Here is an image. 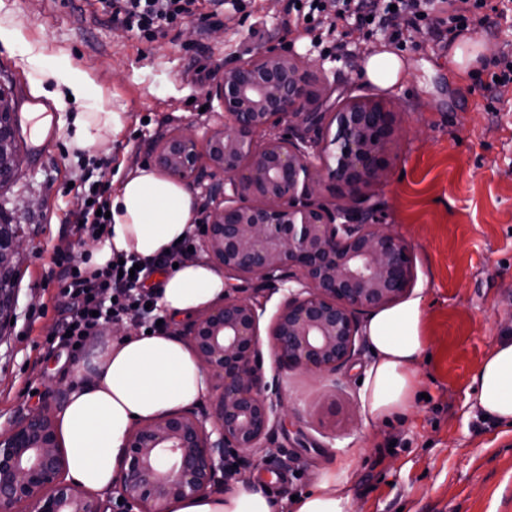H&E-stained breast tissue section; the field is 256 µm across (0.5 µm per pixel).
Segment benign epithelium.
<instances>
[{
	"label": "benign epithelium",
	"mask_w": 512,
	"mask_h": 512,
	"mask_svg": "<svg viewBox=\"0 0 512 512\" xmlns=\"http://www.w3.org/2000/svg\"><path fill=\"white\" fill-rule=\"evenodd\" d=\"M224 124L198 135L180 130L152 141L146 161L215 200L198 226L202 246L224 271L284 283L270 331L277 365L320 377L336 374L362 335L360 316L391 306L411 290L407 247L356 215L382 182L398 123L392 102L359 95L336 107L321 164L310 160L327 88L316 64L298 53L261 48L224 67L207 91ZM284 127L257 144L259 134ZM23 240L0 243V265ZM211 371L210 407L184 408L135 424L113 489L125 512H168L206 495L246 454L263 447L277 419L262 371L259 314L249 300L224 301L184 330ZM67 452L52 404L0 430V512H106L101 500L67 478Z\"/></svg>",
	"instance_id": "obj_1"
}]
</instances>
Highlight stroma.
<instances>
[{
  "mask_svg": "<svg viewBox=\"0 0 512 512\" xmlns=\"http://www.w3.org/2000/svg\"><path fill=\"white\" fill-rule=\"evenodd\" d=\"M0 16L21 33L0 46V86L11 88L26 145L25 175L0 188V216L16 224L25 248L17 257L10 321L0 330V428L70 389L74 368L89 350L67 351L51 338L70 300L57 280V254L83 264L92 239L67 219L83 207L85 175L107 191L143 164L159 133L220 124L222 108L195 70L219 75L224 65L259 48L307 54L299 33L280 21L288 0H256L223 24L209 0L197 14L146 42L112 24L96 0H1ZM483 47L467 69L451 64L431 30L402 50L407 75L381 87L366 82L363 58L322 61L332 103L377 93L392 99L400 121L386 180L369 192L368 221L383 225L408 248L424 302L428 358L419 364L421 399L406 418L365 424L359 382L372 353L359 340L337 383L278 367L270 348L271 319L282 291L255 278L229 276L237 295L261 310L265 380L281 403V418L236 480L275 475L269 489L279 512L324 471L353 457L345 487L352 512H512V427L475 413L471 376L504 332L512 331V88H490L488 61L512 53L506 25H476ZM42 47L48 65L88 76L101 106L123 112L122 131L97 150L76 155L67 126L32 133L29 112L52 108L32 93L34 75L20 62L25 44ZM335 400H328V391Z\"/></svg>",
  "mask_w": 512,
  "mask_h": 512,
  "instance_id": "obj_1",
  "label": "stroma"
}]
</instances>
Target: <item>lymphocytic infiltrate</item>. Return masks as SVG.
<instances>
[{"mask_svg":"<svg viewBox=\"0 0 512 512\" xmlns=\"http://www.w3.org/2000/svg\"><path fill=\"white\" fill-rule=\"evenodd\" d=\"M113 23L140 39L154 40L166 27L195 16L198 0H98ZM506 18L505 10H492L490 0H288L281 21L283 30H302L311 47L327 57L360 54L368 40L405 47L419 29L430 28L440 46L450 45L470 25L490 15ZM191 240L151 260L127 257L122 267L93 271L66 267L58 276L71 307L58 322L60 347H72L97 338L101 325L122 322L155 330L159 315L152 304L158 287L150 278L185 259Z\"/></svg>","mask_w":512,"mask_h":512,"instance_id":"1","label":"lymphocytic infiltrate"}]
</instances>
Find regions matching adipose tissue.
<instances>
[{"instance_id": "1", "label": "adipose tissue", "mask_w": 512, "mask_h": 512, "mask_svg": "<svg viewBox=\"0 0 512 512\" xmlns=\"http://www.w3.org/2000/svg\"><path fill=\"white\" fill-rule=\"evenodd\" d=\"M40 50L22 57L39 70L43 82L35 96L50 95L56 110L78 107L69 127L70 146L92 152L123 127L124 115L103 110L90 97V81L69 70L44 64ZM108 235L90 251L92 267L105 266L114 254L151 258L178 245L193 231L196 202L192 192L148 165L136 167L113 191ZM159 305L170 317L203 312L224 298L227 282L208 260L187 258L160 277ZM424 304L415 296L377 311L364 332L373 359L359 391L364 421L377 424L406 414L420 385L418 365L427 352L422 334ZM88 382L73 387L58 414L57 427L67 450L68 473L85 489L113 488L116 465L135 421L189 406L209 388L207 371L194 351L168 334L122 337L97 350ZM472 407L485 418L512 427V333H503L475 368ZM341 474L324 472L298 495L292 512H351ZM174 512H276L263 480L237 483L223 496L183 499Z\"/></svg>"}]
</instances>
